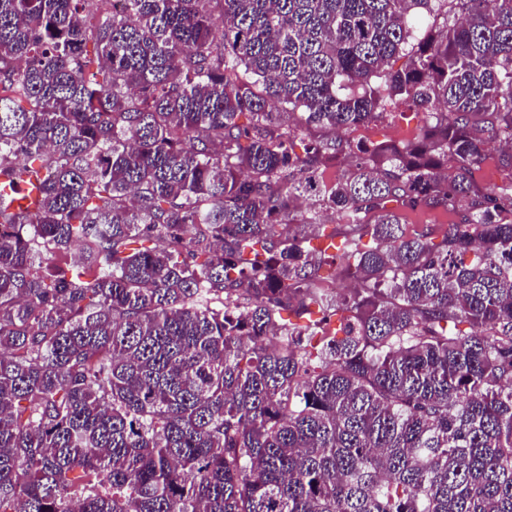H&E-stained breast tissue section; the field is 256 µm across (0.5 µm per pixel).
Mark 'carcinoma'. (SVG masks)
Returning a JSON list of instances; mask_svg holds the SVG:
<instances>
[{
    "label": "carcinoma",
    "mask_w": 512,
    "mask_h": 512,
    "mask_svg": "<svg viewBox=\"0 0 512 512\" xmlns=\"http://www.w3.org/2000/svg\"><path fill=\"white\" fill-rule=\"evenodd\" d=\"M490 138L512 177V0H0V512H512ZM419 116L412 109L399 106L384 118L355 129L343 130L340 135L354 146L357 143L413 140L419 132ZM485 161L476 172V178L481 186H504L509 184L506 172L499 166V144L490 142L486 145ZM407 228L411 232L414 229L420 230L424 225H430L438 229L439 224H450L456 220V216L442 208L421 207L416 210H405L401 212Z\"/></svg>",
    "instance_id": "carcinoma-1"
}]
</instances>
